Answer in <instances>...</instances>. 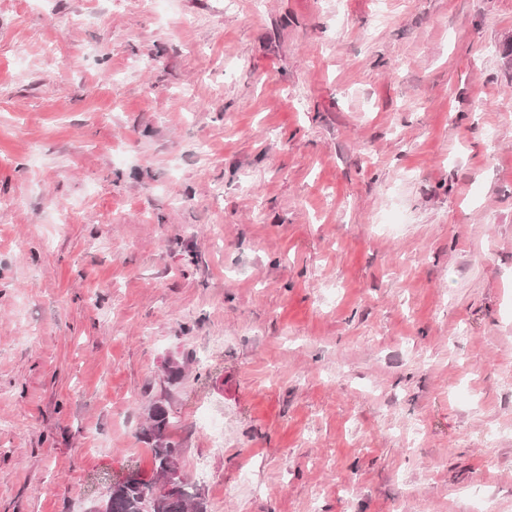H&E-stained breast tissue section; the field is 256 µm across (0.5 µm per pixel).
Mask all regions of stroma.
Segmentation results:
<instances>
[{
  "instance_id": "1",
  "label": "stroma",
  "mask_w": 512,
  "mask_h": 512,
  "mask_svg": "<svg viewBox=\"0 0 512 512\" xmlns=\"http://www.w3.org/2000/svg\"><path fill=\"white\" fill-rule=\"evenodd\" d=\"M510 45L512 0H0V512L152 478L156 401L210 512H512Z\"/></svg>"
}]
</instances>
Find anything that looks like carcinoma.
<instances>
[{
  "label": "carcinoma",
  "instance_id": "1",
  "mask_svg": "<svg viewBox=\"0 0 512 512\" xmlns=\"http://www.w3.org/2000/svg\"><path fill=\"white\" fill-rule=\"evenodd\" d=\"M170 425L167 407L150 406L143 436L151 444L156 481H141L134 470L112 480L105 495L108 512H207L196 485L179 470L181 448L170 440ZM167 475L179 483L177 488L167 490L160 485Z\"/></svg>",
  "mask_w": 512,
  "mask_h": 512
}]
</instances>
